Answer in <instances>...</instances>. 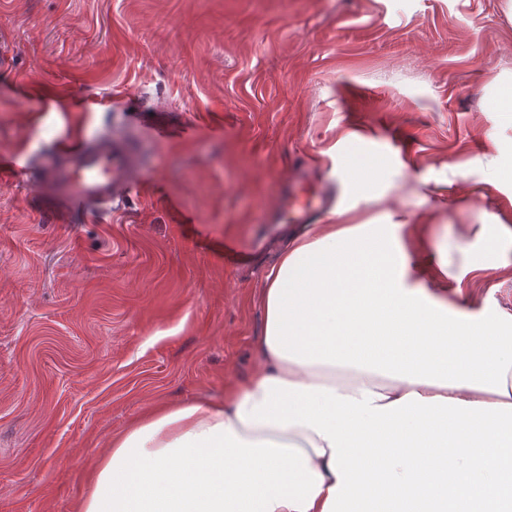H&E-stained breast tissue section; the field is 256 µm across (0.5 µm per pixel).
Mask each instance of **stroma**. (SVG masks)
<instances>
[{"label": "stroma", "mask_w": 512, "mask_h": 512, "mask_svg": "<svg viewBox=\"0 0 512 512\" xmlns=\"http://www.w3.org/2000/svg\"><path fill=\"white\" fill-rule=\"evenodd\" d=\"M504 4L0 0V154L110 134L149 167L93 220L0 180V512H78L113 436L253 373L298 161L331 198L318 223L405 212L414 258H448L449 305L512 312Z\"/></svg>", "instance_id": "1"}]
</instances>
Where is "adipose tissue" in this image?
Listing matches in <instances>:
<instances>
[{
    "mask_svg": "<svg viewBox=\"0 0 512 512\" xmlns=\"http://www.w3.org/2000/svg\"><path fill=\"white\" fill-rule=\"evenodd\" d=\"M399 231H291L259 367L113 437L78 512H512V314L449 310Z\"/></svg>",
    "mask_w": 512,
    "mask_h": 512,
    "instance_id": "obj_1",
    "label": "adipose tissue"
}]
</instances>
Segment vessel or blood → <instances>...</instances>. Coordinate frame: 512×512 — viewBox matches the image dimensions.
<instances>
[{
    "label": "vessel or blood",
    "instance_id": "vessel-or-blood-1",
    "mask_svg": "<svg viewBox=\"0 0 512 512\" xmlns=\"http://www.w3.org/2000/svg\"><path fill=\"white\" fill-rule=\"evenodd\" d=\"M4 170L35 175L53 211L66 219L122 207L145 179L133 147L109 135L61 141L46 158L20 152L0 155V172ZM325 206V195L313 190L310 175L304 173L282 185L276 211L287 214L289 223L308 224Z\"/></svg>",
    "mask_w": 512,
    "mask_h": 512
}]
</instances>
